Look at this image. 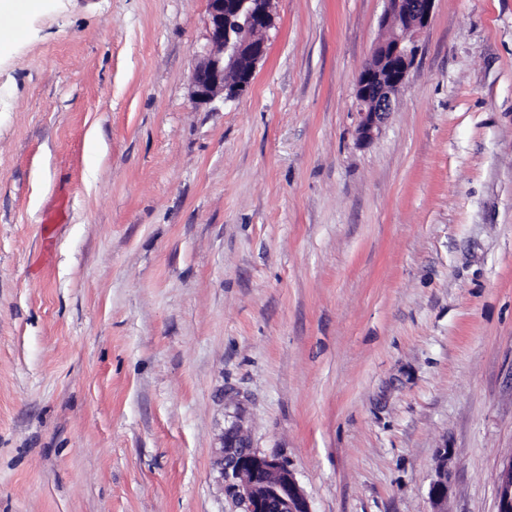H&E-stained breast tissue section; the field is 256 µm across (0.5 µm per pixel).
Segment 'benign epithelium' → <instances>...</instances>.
<instances>
[{
    "instance_id": "benign-epithelium-1",
    "label": "benign epithelium",
    "mask_w": 512,
    "mask_h": 512,
    "mask_svg": "<svg viewBox=\"0 0 512 512\" xmlns=\"http://www.w3.org/2000/svg\"><path fill=\"white\" fill-rule=\"evenodd\" d=\"M435 0H385L381 18L384 38L356 81L359 114L358 139L369 141L392 111L418 53V37L428 26ZM208 42L198 55L190 86L197 106L245 92L257 64L267 53L257 34L272 23L273 0H207ZM444 472L433 482L430 495L442 502L448 494V453L440 455ZM225 469L240 479L234 486L245 512H310L294 473L275 457L251 451L232 428L225 436ZM497 512H512V457L503 465L497 486Z\"/></svg>"
}]
</instances>
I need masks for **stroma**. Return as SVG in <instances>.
I'll return each mask as SVG.
<instances>
[{"label": "stroma", "mask_w": 512, "mask_h": 512, "mask_svg": "<svg viewBox=\"0 0 512 512\" xmlns=\"http://www.w3.org/2000/svg\"><path fill=\"white\" fill-rule=\"evenodd\" d=\"M384 9L274 0L200 107L206 0H46L0 48V512H244L232 426L310 512H496L512 0H435L363 142Z\"/></svg>", "instance_id": "35a3bbf8"}]
</instances>
